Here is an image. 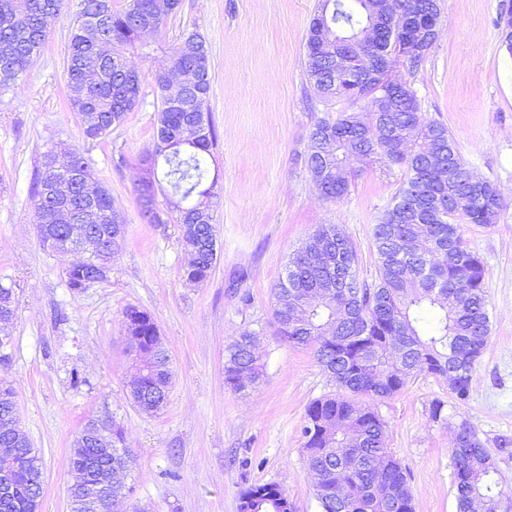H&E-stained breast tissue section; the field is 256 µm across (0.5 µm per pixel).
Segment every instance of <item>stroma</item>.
Returning <instances> with one entry per match:
<instances>
[{"label": "stroma", "instance_id": "stroma-1", "mask_svg": "<svg viewBox=\"0 0 512 512\" xmlns=\"http://www.w3.org/2000/svg\"><path fill=\"white\" fill-rule=\"evenodd\" d=\"M77 3L69 0L16 85L0 91V282L12 286L16 307L0 385L13 389L20 426L42 459L39 512H69L73 440L100 418L124 431L132 458L130 492L117 512H239L244 488L270 482L287 492L294 512H320L300 430L307 406L338 388L310 350L280 339L272 290L289 253L320 224L337 225L356 248L360 279L378 281L371 228L406 169L351 162L349 192L336 201L320 195L305 169L317 117L371 109L367 100L322 101L308 82L306 32L318 0H181L165 29L146 36L147 50L126 53L141 75L136 107L105 139L87 138L69 104L66 70ZM501 8L502 0H443L425 61L414 70L399 57L390 70L502 201L494 223L460 225L485 265L491 327L468 400L457 401L447 378L422 374L376 404L387 446L407 471L414 512H457L450 448L461 419L489 449L512 440V52L497 26ZM186 29L208 47L217 133L209 171L218 177V259L200 285L183 277L176 225L147 223L136 192L154 146L153 75ZM60 145L81 153L126 223L106 279L80 292L68 288L65 271L82 254L42 246L30 194L43 153ZM130 306L152 316L170 356L173 383L154 414L129 395L137 373L123 322ZM245 329L260 333L262 377L236 391L224 381V355ZM437 399L444 409L435 422L429 407Z\"/></svg>", "mask_w": 512, "mask_h": 512}]
</instances>
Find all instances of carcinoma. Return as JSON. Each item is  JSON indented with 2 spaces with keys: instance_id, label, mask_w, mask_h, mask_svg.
<instances>
[{
  "instance_id": "1",
  "label": "carcinoma",
  "mask_w": 512,
  "mask_h": 512,
  "mask_svg": "<svg viewBox=\"0 0 512 512\" xmlns=\"http://www.w3.org/2000/svg\"><path fill=\"white\" fill-rule=\"evenodd\" d=\"M422 18L442 13V0H406ZM167 0H128L115 10L112 0H80L73 22L67 77L70 104L83 115L85 134L94 140L120 125L138 100L139 72L124 56L136 47L142 34L159 33L175 11ZM66 0H0V88L15 84L29 63L41 52L48 36L63 18ZM103 13L104 27L82 23L86 14ZM387 0H319L306 37L307 77L327 100L352 102L372 98L373 111L364 116L340 112L319 117L309 134L303 164L320 194L331 200L349 191L350 159L374 158L402 164L406 178L391 204L373 225L372 238L382 276L375 283L359 279L358 256L350 241L334 224H321L288 257L285 273L276 288L274 319L281 339L312 351L316 362L336 386L351 396L317 399L309 404L302 427L303 451L316 476L315 498L320 512H413L412 494L399 460L386 445V423L369 405L355 397L390 398L415 375H453L459 400L468 397L474 362L472 353H483L490 339L488 299L483 262L464 241L460 215L469 224L493 223L501 202L496 188L475 178L467 169L448 127L426 122L419 113L416 94L392 97L385 60L387 44L376 47L380 78L370 85L356 79L336 83L333 62L344 57L357 72L359 51L348 38L369 19L388 22ZM180 69L193 72L199 83L175 109L167 94L166 76ZM160 96L154 150L144 159L145 176L138 192L140 212L149 224L164 220L156 208L154 181L164 166L177 201L174 223L189 255L184 277L192 283L206 281L217 260L216 227L205 210L194 207V198L208 187L207 157L217 135L206 105L210 92L209 57L204 38L186 30L172 51L171 64L154 74ZM84 158L73 150H49L32 185L39 215L38 232L44 247L60 256L72 247L65 230L56 223L64 208L74 218L84 206L83 187L59 196L53 188L58 178H69ZM99 231H112L122 243L125 221L114 208L106 187L97 191ZM330 248L340 260L318 267L311 252ZM113 251L90 257V264H76L66 271L68 288L79 292L99 281L110 269ZM465 278L469 287L455 288ZM129 351L139 362V375L130 393L134 404L153 414L166 403L172 383L169 359L156 323L150 314L125 311ZM258 337L243 330L227 347L224 380L235 390L259 378ZM402 350L401 362L388 361L390 345ZM451 454L455 461L458 512H471L475 498H482L487 512H500L512 503V488L495 479V459L466 419L458 424ZM28 459V469L15 474L14 492L0 498V512H38L40 498L30 483L38 478L41 458L19 423L0 422V472L6 463ZM131 456L122 430L112 429V453L75 437L70 465L77 479L93 480L104 466H112L116 498L126 496L118 474L129 468ZM285 491L275 483L252 484L240 496L239 512H293Z\"/></svg>"
}]
</instances>
